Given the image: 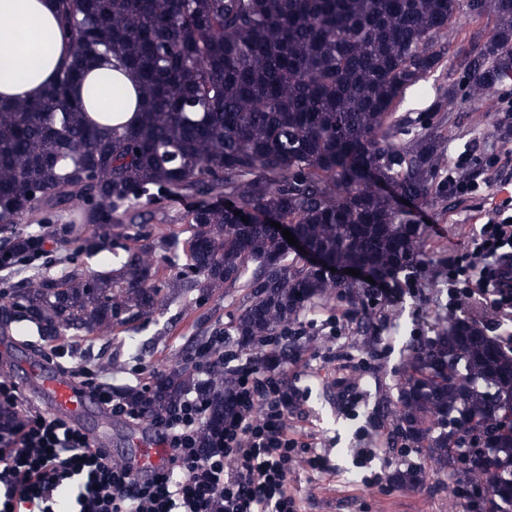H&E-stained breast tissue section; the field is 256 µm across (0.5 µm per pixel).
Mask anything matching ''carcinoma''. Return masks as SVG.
<instances>
[{
  "mask_svg": "<svg viewBox=\"0 0 512 512\" xmlns=\"http://www.w3.org/2000/svg\"><path fill=\"white\" fill-rule=\"evenodd\" d=\"M56 6L73 61L40 99L0 102V264L32 247L33 236L12 230L29 215L57 224L70 204L99 225L96 240L73 239L79 253L107 244L120 210L189 200L195 233L179 278L202 292L246 290L231 325L244 350L286 335L316 298L365 306L414 280L425 230L380 185L448 204L441 102L396 115L409 87L445 68L448 22L465 9L496 18L489 39L461 59L464 100L512 80V0H84L78 14L70 0ZM103 52L141 81L132 127L92 122L70 96ZM269 218L291 225L308 253L271 233ZM127 253L117 270L88 275L75 265L12 284L0 290L9 306L0 316L32 321L50 339L149 316L160 292L153 251ZM349 268L374 283L336 277ZM233 385L226 371L203 382L185 369L141 402L160 416L202 390L219 418ZM382 410L401 439L453 470L452 495L491 488L471 512L512 507V427L502 424L512 412V351L477 323L450 315L415 341L397 402ZM424 479L420 467L398 474L410 487Z\"/></svg>",
  "mask_w": 512,
  "mask_h": 512,
  "instance_id": "cac0c4a2",
  "label": "carcinoma"
}]
</instances>
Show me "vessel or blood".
I'll list each match as a JSON object with an SVG mask.
<instances>
[{
  "label": "vessel or blood",
  "mask_w": 512,
  "mask_h": 512,
  "mask_svg": "<svg viewBox=\"0 0 512 512\" xmlns=\"http://www.w3.org/2000/svg\"><path fill=\"white\" fill-rule=\"evenodd\" d=\"M27 382L53 411L74 422L88 414L95 403L94 397L74 379L41 362L28 366ZM131 446L129 464L136 472L161 467L168 453L155 439L137 435L132 437Z\"/></svg>",
  "instance_id": "vessel-or-blood-1"
}]
</instances>
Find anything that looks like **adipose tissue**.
<instances>
[{
	"label": "adipose tissue",
	"instance_id": "obj_1",
	"mask_svg": "<svg viewBox=\"0 0 512 512\" xmlns=\"http://www.w3.org/2000/svg\"><path fill=\"white\" fill-rule=\"evenodd\" d=\"M75 53L55 0H0V101L34 100L53 85ZM90 117L119 126L134 120V75L101 62L71 88Z\"/></svg>",
	"mask_w": 512,
	"mask_h": 512
}]
</instances>
